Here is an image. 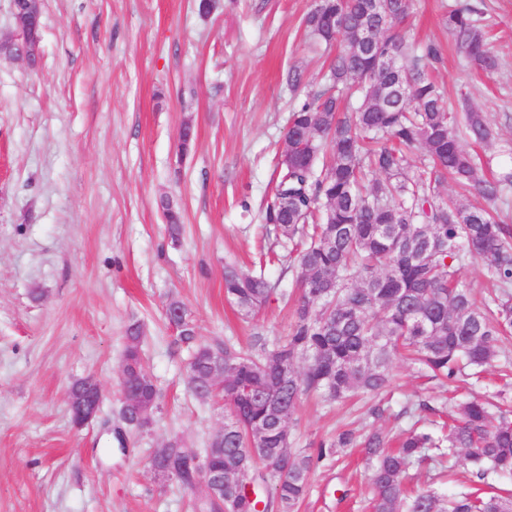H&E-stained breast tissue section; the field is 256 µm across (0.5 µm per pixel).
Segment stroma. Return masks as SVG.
<instances>
[{
    "instance_id": "1",
    "label": "stroma",
    "mask_w": 512,
    "mask_h": 512,
    "mask_svg": "<svg viewBox=\"0 0 512 512\" xmlns=\"http://www.w3.org/2000/svg\"><path fill=\"white\" fill-rule=\"evenodd\" d=\"M454 0H413L407 37L439 41L431 76L450 102L467 94L500 138L494 168H512V0H481L497 71L475 73L443 26ZM314 0H44L40 59L0 57V512H189L191 494L159 481L150 458L172 436L203 452L224 404L187 385L188 355L165 316L181 300L200 336L246 344L254 330L285 339L294 291L261 211L273 194L290 109L317 89L323 48L304 38ZM303 71L290 90L289 68ZM191 123L195 144L178 149ZM183 222L171 242L161 198ZM264 270L277 288L255 319L224 297V266ZM143 329L142 361L161 392L150 429L116 436L125 330ZM500 363L448 388L402 357L389 394L342 403L304 398L290 425L299 448L346 428L405 430L406 408L450 410L452 397L501 387ZM94 376L104 397L76 428L66 393ZM382 406L381 417L369 416ZM359 449L311 474L299 512H366Z\"/></svg>"
}]
</instances>
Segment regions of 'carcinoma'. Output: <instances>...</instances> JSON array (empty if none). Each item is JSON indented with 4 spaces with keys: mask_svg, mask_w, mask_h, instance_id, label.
Segmentation results:
<instances>
[{
    "mask_svg": "<svg viewBox=\"0 0 512 512\" xmlns=\"http://www.w3.org/2000/svg\"><path fill=\"white\" fill-rule=\"evenodd\" d=\"M411 8L412 0H383L377 15L371 0H316L304 17L311 41L339 42L342 50L328 63L327 85L291 113L288 152L262 213L267 233L290 248L294 323L281 344L256 331L244 346L203 339L189 318L175 325V344L190 353V389L200 399L224 400V435L202 456L209 469L224 471V491L194 499L193 512H257L260 504L263 512H297L311 472L354 447L370 464V512H512V491L487 483L490 475L512 477V415L502 408L503 390L497 404L458 401L438 435L417 421L396 440L376 429H346L313 451L283 436L310 393L339 401L387 391L399 354L448 385L465 368L506 356L512 224L497 203L512 191V171L486 176L491 159L471 146H489L492 126L485 113L448 103L429 77L442 45L416 44L397 31ZM444 26L473 69L497 68L473 0H455ZM413 149L423 153L419 166ZM450 179L459 192L446 200L440 187ZM473 194L484 204L472 203ZM160 207L176 242L181 213L168 199ZM470 260L482 263L493 284L481 306L459 276ZM273 291L264 271L224 265V296L242 315L255 314ZM142 339L141 325L129 324L126 382L155 412L160 393L143 368ZM186 452L174 436L152 461L176 469L172 480L193 492V475L179 469ZM279 457L288 459L284 472L270 467ZM431 461L450 472L462 465L472 490L408 492L409 470Z\"/></svg>",
    "mask_w": 512,
    "mask_h": 512,
    "instance_id": "1",
    "label": "carcinoma"
}]
</instances>
